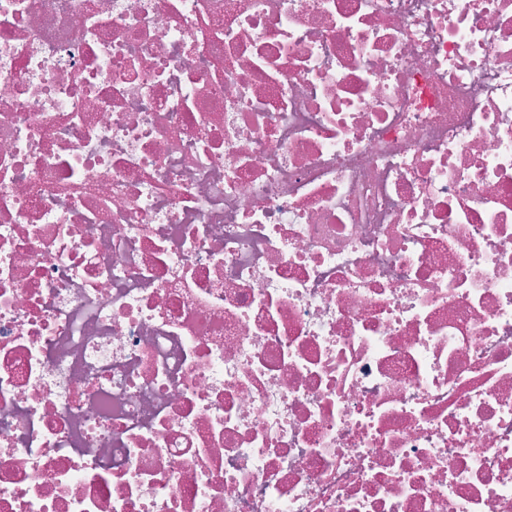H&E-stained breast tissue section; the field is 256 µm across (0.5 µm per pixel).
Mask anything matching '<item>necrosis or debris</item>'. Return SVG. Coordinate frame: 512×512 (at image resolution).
Listing matches in <instances>:
<instances>
[{
    "label": "necrosis or debris",
    "mask_w": 512,
    "mask_h": 512,
    "mask_svg": "<svg viewBox=\"0 0 512 512\" xmlns=\"http://www.w3.org/2000/svg\"><path fill=\"white\" fill-rule=\"evenodd\" d=\"M0 512H512V0H0Z\"/></svg>",
    "instance_id": "1"
}]
</instances>
